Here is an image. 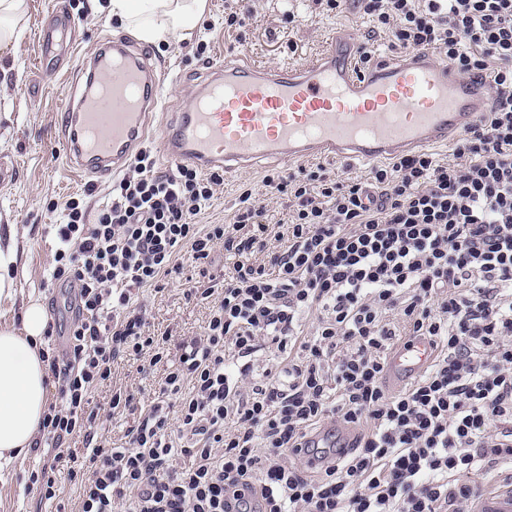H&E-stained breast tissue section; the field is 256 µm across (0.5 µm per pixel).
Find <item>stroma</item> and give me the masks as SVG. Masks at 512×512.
Wrapping results in <instances>:
<instances>
[{
    "label": "stroma",
    "instance_id": "obj_1",
    "mask_svg": "<svg viewBox=\"0 0 512 512\" xmlns=\"http://www.w3.org/2000/svg\"><path fill=\"white\" fill-rule=\"evenodd\" d=\"M56 0H27L23 31L7 54H0V68L7 70L0 86V151L15 162V176L0 182V229L17 225L23 263L16 274V295L0 301V325L19 323L20 309L30 297L40 299L49 327L43 347L56 345L70 322L67 313V286L52 277L57 247L56 226L61 223L66 201L84 195L90 214H97L107 202L111 178L99 181L78 179L67 168L63 146L54 127L63 87L73 85L86 58L103 41L125 36V29L106 14L96 12L95 0H83L84 10L75 14L70 48L61 57L56 74L42 77L38 69L36 35L52 19ZM209 13L190 39L167 45H151L150 50L165 68L163 111L178 112L188 106L194 89L187 78L203 74L221 56L235 54L251 63L269 66H299L314 58L336 27L349 28L358 43L367 45L374 59L394 57L390 38L372 31V24L356 0H346L340 13H324L315 0H207ZM248 8L250 17L242 30L224 26L227 12ZM205 45L197 55V45ZM267 170L246 171L225 177L217 187L208 208L197 217L200 224L229 223L239 190L251 187L264 207L263 223L275 234L285 233L291 213L287 197L268 194L263 184ZM177 262L183 275L164 282L162 291L145 289L137 302L146 308L150 330L155 335L170 334L161 362L139 366L125 359L116 360L112 377L100 385L93 403L102 407L98 431L108 444H124L125 435L139 418L138 410L112 415L104 409L119 389L135 401L147 402L158 396L166 374L179 363L184 341L203 336L209 319L210 301L187 298L188 287L207 288L211 278L230 272L223 247H216L209 263H193L188 253ZM54 448L42 447L0 469V512H73L77 487L67 472H59L57 498L43 501L37 492L27 490L29 471L51 462Z\"/></svg>",
    "mask_w": 512,
    "mask_h": 512
}]
</instances>
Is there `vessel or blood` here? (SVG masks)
Masks as SVG:
<instances>
[{
  "mask_svg": "<svg viewBox=\"0 0 512 512\" xmlns=\"http://www.w3.org/2000/svg\"><path fill=\"white\" fill-rule=\"evenodd\" d=\"M54 14L38 36L45 74L54 73L74 24L65 0H58ZM356 55V45L339 33L301 66L260 68L224 57L197 83L189 106L162 129L164 158L228 174L270 159L391 161L455 141L490 106L486 76H462L431 51H410L366 69L357 66ZM86 69L83 90L57 111L55 124L71 171L105 177L119 172L142 142L161 102V65L134 42L112 41L99 45ZM431 356L424 337L397 346L388 355V386L415 380ZM354 438L352 430L323 427L309 442L324 456L303 459L311 467L334 465ZM471 512H512V481L482 488Z\"/></svg>",
  "mask_w": 512,
  "mask_h": 512,
  "instance_id": "1",
  "label": "vessel or blood"
}]
</instances>
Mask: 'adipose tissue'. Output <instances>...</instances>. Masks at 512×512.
Masks as SVG:
<instances>
[{"label": "adipose tissue", "instance_id": "adipose-tissue-1", "mask_svg": "<svg viewBox=\"0 0 512 512\" xmlns=\"http://www.w3.org/2000/svg\"><path fill=\"white\" fill-rule=\"evenodd\" d=\"M105 11L154 43L190 38L204 20L207 0H107ZM48 317L38 299L25 303L19 326L0 327V460L32 448L47 408V364L41 340Z\"/></svg>", "mask_w": 512, "mask_h": 512}]
</instances>
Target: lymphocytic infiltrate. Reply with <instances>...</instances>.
Here are the masks:
<instances>
[{
    "label": "lymphocytic infiltrate",
    "instance_id": "f902f5d3",
    "mask_svg": "<svg viewBox=\"0 0 512 512\" xmlns=\"http://www.w3.org/2000/svg\"><path fill=\"white\" fill-rule=\"evenodd\" d=\"M397 50L433 49L462 75L485 73L491 107L464 135L455 161L420 153L363 179L323 171L264 178L287 196V242L269 243L252 190L233 220L199 228L222 174L182 165L159 174L142 150L112 184L96 217L69 199L54 279L74 292L65 360L48 356L59 384L39 433L58 451L31 471L29 489L77 484L76 512H468L477 493L459 478L512 466V0H361ZM231 275L212 299L204 336L183 343L159 395L141 406L124 445L98 438L92 395L115 360L162 359L141 290L179 273L188 251L215 245ZM415 336L433 355L400 392L383 382L387 356ZM279 353L254 375L252 356ZM179 404L177 415L166 408ZM356 427L354 450L308 471L292 450L323 424ZM83 436L82 463L63 444ZM176 457L190 464L174 470Z\"/></svg>",
    "mask_w": 512,
    "mask_h": 512
}]
</instances>
